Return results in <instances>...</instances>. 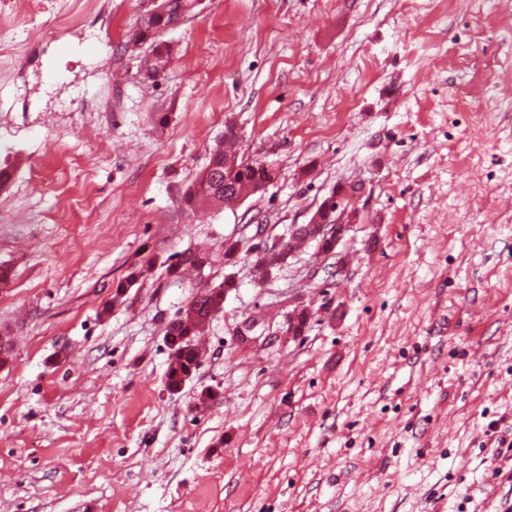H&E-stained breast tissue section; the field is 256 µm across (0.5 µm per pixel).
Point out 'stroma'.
<instances>
[{
    "instance_id": "1",
    "label": "stroma",
    "mask_w": 512,
    "mask_h": 512,
    "mask_svg": "<svg viewBox=\"0 0 512 512\" xmlns=\"http://www.w3.org/2000/svg\"><path fill=\"white\" fill-rule=\"evenodd\" d=\"M150 7L0 0V512H512V0H200L153 81ZM229 122L277 178L186 210ZM350 181L337 258L258 264ZM233 288L235 282L224 278L219 286L200 289L167 324L165 336L170 353L166 379L170 388L179 389L198 366L196 336L199 329L210 320L212 313L223 309L224 297Z\"/></svg>"
}]
</instances>
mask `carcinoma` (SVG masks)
Returning <instances> with one entry per match:
<instances>
[{
  "instance_id": "carcinoma-1",
  "label": "carcinoma",
  "mask_w": 512,
  "mask_h": 512,
  "mask_svg": "<svg viewBox=\"0 0 512 512\" xmlns=\"http://www.w3.org/2000/svg\"><path fill=\"white\" fill-rule=\"evenodd\" d=\"M168 55V45H153L152 60L145 68L144 77L154 80L164 72ZM237 140L238 133L235 130L224 131V142L211 151L208 163L197 174L185 195L184 203L188 208L204 204L224 206L230 199L251 188L255 189L264 182L267 176L266 166L258 161L252 166H243L232 175L224 176V156L232 152ZM329 225L330 228L322 234L310 231L307 224L298 226L281 250V254H290L295 244L304 240L316 241L319 252L323 254H336V220L330 219ZM233 288L235 282L226 278L219 286L197 291L185 308L167 324L166 339L170 353L166 379L170 388H180L198 366L199 350L196 336L199 329L210 320L212 314L223 309L224 297ZM308 325L309 319L304 310L294 318L288 317L285 322L286 331L293 330L297 336L303 335Z\"/></svg>"
}]
</instances>
